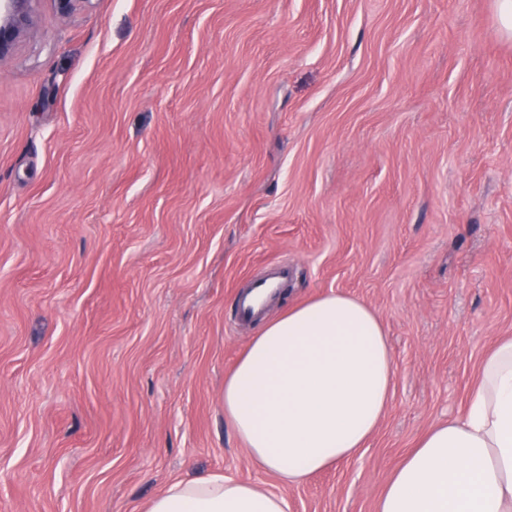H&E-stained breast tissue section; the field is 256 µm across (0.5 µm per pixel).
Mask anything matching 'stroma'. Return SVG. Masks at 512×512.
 I'll return each mask as SVG.
<instances>
[{"label":"stroma","mask_w":512,"mask_h":512,"mask_svg":"<svg viewBox=\"0 0 512 512\" xmlns=\"http://www.w3.org/2000/svg\"><path fill=\"white\" fill-rule=\"evenodd\" d=\"M0 62V512H144L223 474L375 512L512 336V36L495 0H33ZM265 317L341 292L392 348L353 459L283 485L224 418ZM287 276V269L275 267L265 278L254 281L244 289L237 299L238 319L242 322L257 320L263 313L262 299L272 297Z\"/></svg>","instance_id":"35a3bbf8"}]
</instances>
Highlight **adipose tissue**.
Here are the masks:
<instances>
[{
	"label": "adipose tissue",
	"mask_w": 512,
	"mask_h": 512,
	"mask_svg": "<svg viewBox=\"0 0 512 512\" xmlns=\"http://www.w3.org/2000/svg\"><path fill=\"white\" fill-rule=\"evenodd\" d=\"M394 382L377 313L330 293L261 324L224 379V416L258 466L298 484L366 447ZM147 512H288V502L210 475L170 483ZM376 512H512V336L484 358L463 411L401 461Z\"/></svg>",
	"instance_id": "1"
}]
</instances>
